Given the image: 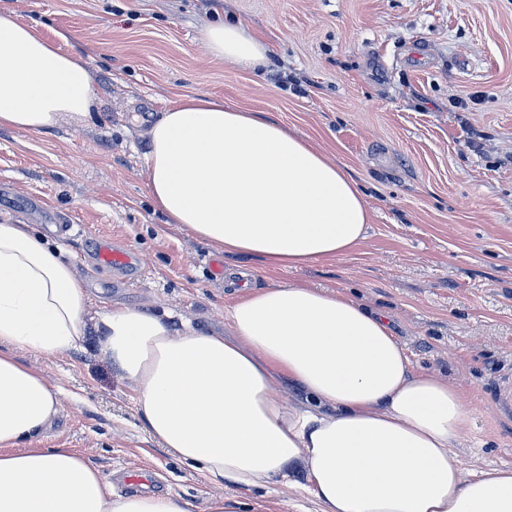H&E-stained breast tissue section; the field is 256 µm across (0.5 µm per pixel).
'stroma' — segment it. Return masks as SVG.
I'll return each instance as SVG.
<instances>
[{"label":"stroma","instance_id":"1","mask_svg":"<svg viewBox=\"0 0 512 512\" xmlns=\"http://www.w3.org/2000/svg\"><path fill=\"white\" fill-rule=\"evenodd\" d=\"M0 10L68 34L92 71L91 120L0 129V219L81 225L67 247L90 309L148 306L223 329L232 295L210 267L216 251L147 203L145 132L185 95L265 113L346 167L373 224L351 255L257 284L345 288L387 311L413 366L466 393L464 475L512 466V406L499 399L512 380V0H0ZM224 17L265 37L266 68L211 57L200 31ZM101 239L135 267L95 264ZM21 357L63 389L36 447L73 449L119 494L146 473L149 491L207 512L211 486L142 429L95 341Z\"/></svg>","mask_w":512,"mask_h":512}]
</instances>
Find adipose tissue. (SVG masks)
I'll return each instance as SVG.
<instances>
[{"label": "adipose tissue", "instance_id": "obj_1", "mask_svg": "<svg viewBox=\"0 0 512 512\" xmlns=\"http://www.w3.org/2000/svg\"><path fill=\"white\" fill-rule=\"evenodd\" d=\"M209 53L258 70L270 47L234 23L201 31ZM68 37L0 12V129L85 121L97 103ZM153 213L247 260L223 330L116 306L88 316V288L59 245L0 221V512H191L183 496L117 495L83 456L38 448L61 386L22 362L96 336L134 394L148 435L213 486L209 512H278L271 487L303 489L311 512H512V467L463 478L472 427L460 386L415 369L388 314L346 289L253 283L256 273L330 262L367 239L357 181L310 138L261 112L183 97L147 129Z\"/></svg>", "mask_w": 512, "mask_h": 512}]
</instances>
